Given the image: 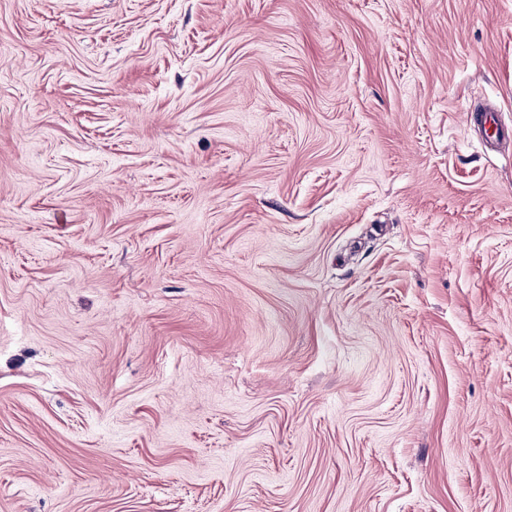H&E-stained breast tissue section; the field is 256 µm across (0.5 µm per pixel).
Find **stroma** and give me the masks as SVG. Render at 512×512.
Here are the masks:
<instances>
[{
	"label": "stroma",
	"mask_w": 512,
	"mask_h": 512,
	"mask_svg": "<svg viewBox=\"0 0 512 512\" xmlns=\"http://www.w3.org/2000/svg\"><path fill=\"white\" fill-rule=\"evenodd\" d=\"M512 0H0V512H512Z\"/></svg>",
	"instance_id": "1"
}]
</instances>
